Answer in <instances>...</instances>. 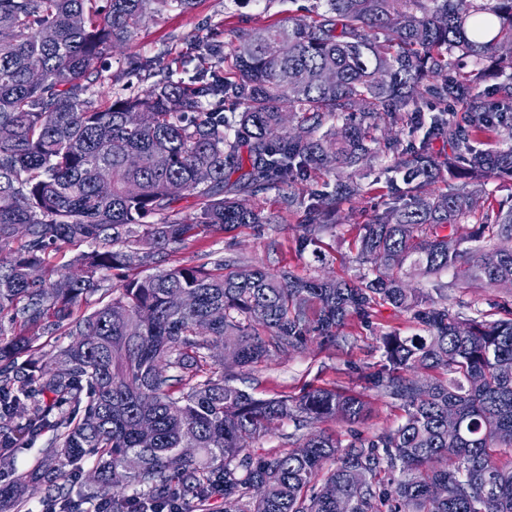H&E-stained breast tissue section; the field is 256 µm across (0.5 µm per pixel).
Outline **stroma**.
<instances>
[{
  "mask_svg": "<svg viewBox=\"0 0 512 512\" xmlns=\"http://www.w3.org/2000/svg\"><path fill=\"white\" fill-rule=\"evenodd\" d=\"M313 4L314 0H195L186 10L166 7L154 12L127 45L110 52L103 60L104 84L98 101L104 104L110 102L113 93L129 95L149 88L160 79L158 67L162 64L176 69L179 77L185 79L201 70L223 74V65L202 63L197 52L199 45L216 44L222 51H229L232 30L288 26L306 16ZM135 61L144 62V69L132 70ZM387 165V160L378 159L366 169L365 180L372 185L370 194L343 205V224L324 234L320 255L296 253L293 240L305 219V211L300 207L291 211L282 208L277 191L272 190L260 197L265 210L278 217L277 224L270 229L260 232L252 226L240 225L218 237L186 241L167 258L165 265L172 268L199 264L205 253L215 252L299 276L354 278L355 231L359 225L368 223L389 199ZM391 330L409 336L415 333L416 326L392 306L383 305L377 307L370 324L355 322L347 327L348 342L280 355L240 371L239 377L243 387L260 398H296L316 388L365 394L370 402L365 420L354 425L326 422L322 428L345 440L354 433L371 437L394 426L400 415L388 399L376 396L366 387V377L379 359L372 350L375 338Z\"/></svg>",
  "mask_w": 512,
  "mask_h": 512,
  "instance_id": "obj_1",
  "label": "stroma"
}]
</instances>
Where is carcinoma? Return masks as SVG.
<instances>
[{
	"label": "carcinoma",
	"instance_id": "obj_1",
	"mask_svg": "<svg viewBox=\"0 0 512 512\" xmlns=\"http://www.w3.org/2000/svg\"><path fill=\"white\" fill-rule=\"evenodd\" d=\"M193 3L0 0V469L12 473L0 502L19 509L38 491L58 512H83L84 500L97 512H198L214 496L224 512H512V309L502 318L497 303L464 300L512 281V251L499 246L512 239V193L483 200L486 182L512 181V0H315L309 21L236 31L229 77L169 72L100 106L99 60L148 14ZM450 100L464 110L424 115ZM382 124L423 135L405 147L376 137ZM493 135L503 146L482 149ZM438 141L448 152H434ZM379 157L395 173L390 202L354 238V279L223 256L159 268L192 237L277 223L248 204L272 189L284 208H305L295 251L318 248L343 204L370 193L355 169ZM339 167L352 172L332 189L296 192ZM175 182L191 211L175 207ZM64 246L69 260L48 268ZM112 277V297L81 312ZM379 304L417 327L377 339L369 389L401 410L380 434L345 444L318 429L363 418L359 395L262 399L234 384L275 355L347 339V322L370 323ZM58 331L69 342L45 362L40 338ZM286 423L289 449L252 450ZM48 430L39 466L14 473L13 448ZM89 460L90 483L112 496L72 498Z\"/></svg>",
	"mask_w": 512,
	"mask_h": 512
}]
</instances>
